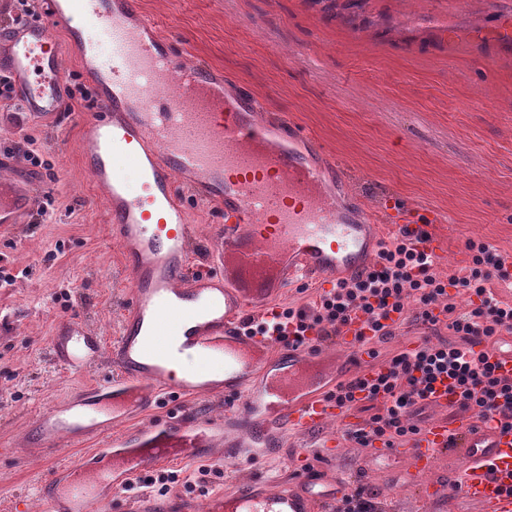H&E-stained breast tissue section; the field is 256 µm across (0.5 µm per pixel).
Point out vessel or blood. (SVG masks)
<instances>
[{
	"mask_svg": "<svg viewBox=\"0 0 512 512\" xmlns=\"http://www.w3.org/2000/svg\"><path fill=\"white\" fill-rule=\"evenodd\" d=\"M88 25L110 41L108 64L99 63L96 42L84 36ZM60 29L67 39H57ZM69 53L102 87L85 117L78 155L105 196L132 289L112 341L78 318L59 320L54 329L48 355L56 367L85 372L104 362L108 374L37 416L33 447L61 461L38 486L44 512H90L106 504L108 493L130 490L145 468L214 448L257 461L301 434L321 437L325 455L335 456L337 441L326 427L346 423L349 414L310 381L324 364L319 331L300 334L292 322L285 333L264 336L244 326L278 314L283 283L312 281L327 292L337 279L369 272L384 227L408 225L407 209L386 195L377 213L340 211L326 185L327 165L297 148L303 133L279 119L257 122L259 102L244 92L228 95L221 72L184 60L137 0H45L37 18L0 30V70L13 75L31 118L53 123L60 117L62 60ZM176 83L183 89L174 95ZM123 165L135 171L141 194L129 192L119 174ZM179 180L222 218L218 273L187 271L196 227L177 192ZM22 205L15 182L0 178V216L16 219ZM373 339L359 313L336 336L340 348L355 351L367 379L385 369L371 360ZM187 349L198 365L175 377L171 357ZM276 352L289 369L251 388L252 374ZM224 392L243 394L241 410L212 418L188 409L122 428L165 394ZM431 402L444 416L408 448L415 471L427 472L437 452L451 451L457 466L449 488L482 512H512V431L492 418L458 415L447 386H437ZM96 438L113 448L106 464L67 456L66 444ZM347 490V481L330 469L304 467L276 490L227 491L203 505L187 496L156 501L144 495L134 512H334Z\"/></svg>",
	"mask_w": 512,
	"mask_h": 512,
	"instance_id": "obj_1",
	"label": "vessel or blood"
}]
</instances>
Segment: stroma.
I'll return each mask as SVG.
<instances>
[{"label": "stroma", "mask_w": 512, "mask_h": 512, "mask_svg": "<svg viewBox=\"0 0 512 512\" xmlns=\"http://www.w3.org/2000/svg\"><path fill=\"white\" fill-rule=\"evenodd\" d=\"M161 34L189 60L223 72L259 99L262 118L301 126L341 164L344 200L372 207L384 193L405 208L444 216L448 249L440 275L459 272L467 242L512 257V41L493 31L512 23V0H138ZM66 107L57 123L28 121L17 101H0V157L29 206L0 228V512L27 498L57 466L28 445L36 416L103 378L107 366L74 374L45 357L56 323L81 316L113 339L130 282L106 205L83 172L76 142L95 109L98 85L76 55L63 61ZM65 136L68 151L57 147ZM33 151L40 165L27 160ZM333 467L364 479L381 512H432L427 501L454 456L437 452L416 473L409 458L360 448L350 428ZM297 435L255 462L200 457L173 465L177 490L204 499L254 481L288 480L296 462L319 457ZM208 468L199 484L200 468Z\"/></svg>", "instance_id": "1"}]
</instances>
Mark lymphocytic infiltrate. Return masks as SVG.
Wrapping results in <instances>:
<instances>
[{
	"label": "lymphocytic infiltrate",
	"instance_id": "1",
	"mask_svg": "<svg viewBox=\"0 0 512 512\" xmlns=\"http://www.w3.org/2000/svg\"><path fill=\"white\" fill-rule=\"evenodd\" d=\"M472 264L463 274L440 277L435 257L420 245L409 228H401L391 243L381 244L375 269L367 276L342 280L322 294L313 306L282 312L286 319L312 320L320 325L324 340H334L350 313H369L374 331L385 328L390 316L405 318L409 300L419 302L417 321L426 330L416 348L393 356L386 372L371 379L337 383L334 396L344 406L364 401L378 405L364 427L354 433L362 448L382 443L392 448L418 436L423 412L430 404L436 382L448 379L458 389V406L477 411L479 417L502 415L504 428L512 430V378L499 376L490 361L502 332L512 331V303L498 300L496 281L512 279V262L487 243L468 242ZM468 295L466 310H458L455 297ZM445 301L446 321H438L432 307ZM483 350H475V342Z\"/></svg>",
	"mask_w": 512,
	"mask_h": 512
}]
</instances>
